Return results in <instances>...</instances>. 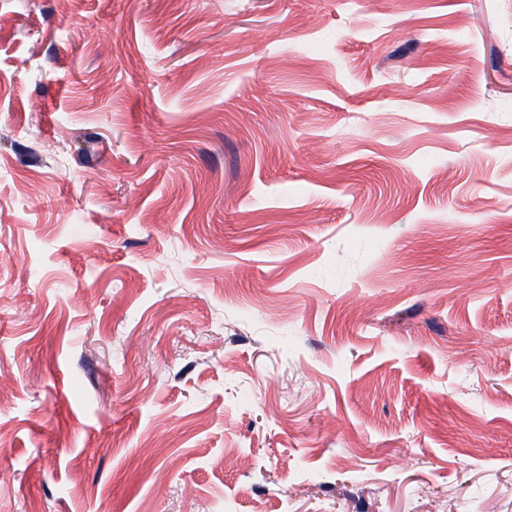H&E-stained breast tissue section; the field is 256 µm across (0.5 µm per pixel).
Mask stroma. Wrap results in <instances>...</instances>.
<instances>
[{"label": "stroma", "mask_w": 512, "mask_h": 512, "mask_svg": "<svg viewBox=\"0 0 512 512\" xmlns=\"http://www.w3.org/2000/svg\"><path fill=\"white\" fill-rule=\"evenodd\" d=\"M0 512H512V0H0Z\"/></svg>", "instance_id": "obj_1"}]
</instances>
